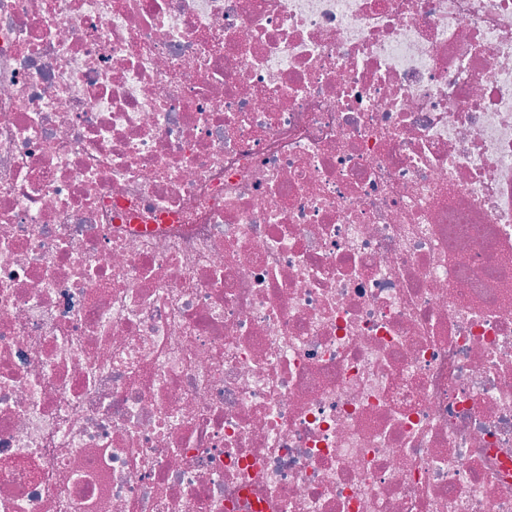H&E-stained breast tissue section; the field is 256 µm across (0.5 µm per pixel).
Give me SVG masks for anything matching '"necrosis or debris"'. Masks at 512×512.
Returning <instances> with one entry per match:
<instances>
[{
    "label": "necrosis or debris",
    "instance_id": "4bbe7bcc",
    "mask_svg": "<svg viewBox=\"0 0 512 512\" xmlns=\"http://www.w3.org/2000/svg\"><path fill=\"white\" fill-rule=\"evenodd\" d=\"M0 512H512V0H0Z\"/></svg>",
    "mask_w": 512,
    "mask_h": 512
}]
</instances>
